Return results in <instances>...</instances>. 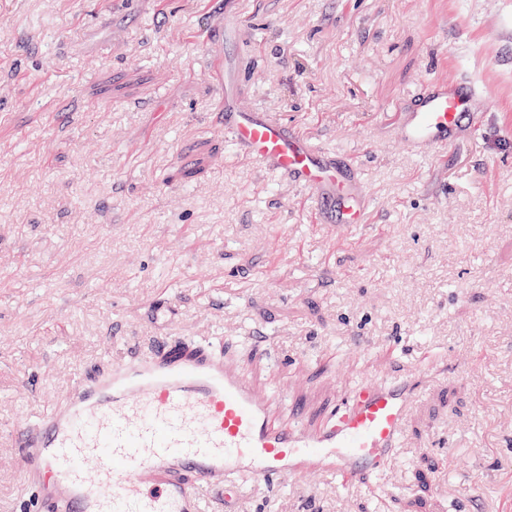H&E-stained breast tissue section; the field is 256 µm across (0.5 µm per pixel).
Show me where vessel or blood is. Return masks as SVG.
I'll return each instance as SVG.
<instances>
[{
  "label": "vessel or blood",
  "instance_id": "b4317fda",
  "mask_svg": "<svg viewBox=\"0 0 512 512\" xmlns=\"http://www.w3.org/2000/svg\"><path fill=\"white\" fill-rule=\"evenodd\" d=\"M219 126L238 153L305 190L318 224L364 223L366 193L354 161L313 143L295 124L241 107L228 61H214ZM487 88L436 76L391 123L412 152L448 149L488 124ZM148 360L115 362L79 383L66 406L9 432L32 486L31 512H206L204 491L237 512L247 475L278 486L319 469L345 483L376 474L401 447L415 380L352 388L316 429L302 408L273 422L268 398L218 354L214 343L160 340Z\"/></svg>",
  "mask_w": 512,
  "mask_h": 512
}]
</instances>
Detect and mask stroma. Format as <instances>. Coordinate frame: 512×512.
<instances>
[{
	"label": "stroma",
	"mask_w": 512,
	"mask_h": 512,
	"mask_svg": "<svg viewBox=\"0 0 512 512\" xmlns=\"http://www.w3.org/2000/svg\"><path fill=\"white\" fill-rule=\"evenodd\" d=\"M235 9L224 44L204 39L224 0H0V512L30 495L7 429L162 336L220 338L312 421L437 360L376 478L251 482L239 512H512V0ZM216 51L248 107L357 158L366 224L313 223L238 154ZM460 69L489 89L484 132L405 151L391 112Z\"/></svg>",
	"instance_id": "stroma-1"
}]
</instances>
